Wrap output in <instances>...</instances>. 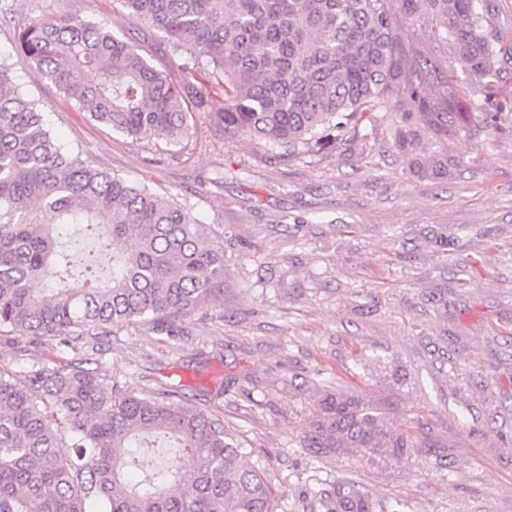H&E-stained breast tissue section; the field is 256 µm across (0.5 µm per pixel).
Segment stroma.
Wrapping results in <instances>:
<instances>
[{"instance_id":"1","label":"stroma","mask_w":512,"mask_h":512,"mask_svg":"<svg viewBox=\"0 0 512 512\" xmlns=\"http://www.w3.org/2000/svg\"><path fill=\"white\" fill-rule=\"evenodd\" d=\"M66 15L106 20L176 81L183 52L119 0H0L14 84L65 148L189 206L224 243V292L173 336L143 322L0 341V368L178 386L263 469L277 512H320L339 478L377 512H512V119L423 139L422 155L452 161L442 180L410 172L387 113L367 137L289 163L199 114L182 144L136 141L88 119L16 50L19 30ZM330 386L373 400L414 449L370 462L304 448Z\"/></svg>"}]
</instances>
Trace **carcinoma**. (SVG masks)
<instances>
[{"label": "carcinoma", "instance_id": "obj_1", "mask_svg": "<svg viewBox=\"0 0 512 512\" xmlns=\"http://www.w3.org/2000/svg\"><path fill=\"white\" fill-rule=\"evenodd\" d=\"M119 2L186 53L184 70L204 56L222 80L224 105L189 80L173 83L104 21L39 22L19 32L18 49L81 111L135 140L180 144L195 110L226 137L285 145L286 157H300L345 145L392 112L394 147L410 172L440 179L448 154L421 158L422 134L448 141L480 124L494 131L512 113V101L492 95L512 42L494 32L483 0ZM415 26L451 44L488 111H472L453 70L435 99L420 96L437 66L410 39ZM67 224L84 225L112 258L108 280L93 265L73 273L59 245ZM224 275V245L189 207L58 145L0 61V336L142 321L170 334L224 292ZM38 279L52 288L36 292ZM304 447L356 448L375 459L413 442L386 427L373 401L329 388ZM136 462L150 474L133 482L125 468ZM93 501L99 512H276L266 478L241 464L224 423L179 390L124 387L81 367L0 369V512H89ZM321 507L375 512L345 479L329 485Z\"/></svg>", "mask_w": 512, "mask_h": 512}]
</instances>
